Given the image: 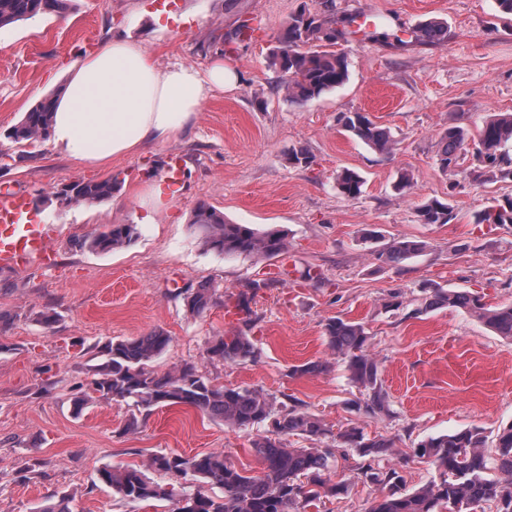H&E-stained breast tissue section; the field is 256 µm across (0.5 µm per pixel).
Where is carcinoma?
Here are the masks:
<instances>
[{"instance_id":"carcinoma-1","label":"carcinoma","mask_w":512,"mask_h":512,"mask_svg":"<svg viewBox=\"0 0 512 512\" xmlns=\"http://www.w3.org/2000/svg\"><path fill=\"white\" fill-rule=\"evenodd\" d=\"M322 5L321 10L304 6L292 15L281 46L272 55L288 99L297 103L320 97L348 76L346 55L333 50L343 31L336 28V19L329 17L333 4L324 0ZM69 6L70 0H0V26L45 13H64ZM413 34L426 43L448 39V29L435 21L423 24ZM52 101L47 97L34 105L8 130L7 138L20 146L47 140ZM339 121L372 150L391 153V135L367 115L344 113ZM437 162L442 172H460L474 182L512 180V113L491 116L475 135L458 125L448 127L440 140ZM336 181L340 193L349 199L362 193L364 181L354 171H342ZM115 189L116 182L111 178L80 181L53 191L52 197L61 205L97 203L112 198ZM417 217L423 224H447L453 219V211L450 205L433 199L418 206ZM474 223L512 224V198L476 213ZM191 224L206 249L218 254L271 258L288 251L281 232L231 223L224 219L223 212L204 202L195 208ZM136 237V225L113 224L109 230L91 233L76 244L109 253L129 245ZM424 249L425 244L419 241H395L377 253V259L396 265ZM276 283L278 280L270 277L254 280L238 294L234 311L240 326L209 343V361L236 363L253 357L249 333L260 317L251 303L260 290ZM423 288L431 293L430 299L413 314L434 306L461 308L497 335L512 340V305L490 308L474 293L431 284ZM181 295L189 312L201 315L217 303L218 288L205 282L185 289ZM324 333L329 348L346 359L352 381L366 391L363 410L370 415L388 412V394L379 377V362L366 350L368 336L364 326L332 318L325 323ZM170 342L171 337L164 332L153 331L138 338L105 343L100 350L105 362L71 398L74 411H82L97 398L130 401L132 410L122 428L124 433L146 424L156 408L179 405L190 406L239 430L265 424L267 434L254 442L260 474H244L221 451L194 456L155 453L148 458L147 468L175 478L189 476L197 483L196 490L190 492L175 483L161 484L137 467H104L98 472L101 483L125 499L171 500L176 503L174 512H307L325 498L349 494L350 483H331L325 477L329 459L335 457L333 449L291 448L284 442L289 435L312 439L327 435L328 429L316 415L295 405H278L275 397L261 389L216 385L191 362L171 372H158L152 363ZM348 448L360 458L353 468L354 479L383 491L374 498L369 512H474L487 502L494 504L495 512H512V426L497 435L492 457L487 454L484 437L476 430L440 435L419 443L414 456L433 463L438 476L409 493L402 491L404 477L400 472L381 464L382 457L391 451V442L370 440L352 427L337 436L336 449L341 456H346ZM207 486L222 489L224 495H209Z\"/></svg>"}]
</instances>
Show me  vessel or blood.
<instances>
[{
	"label": "vessel or blood",
	"instance_id": "1",
	"mask_svg": "<svg viewBox=\"0 0 512 512\" xmlns=\"http://www.w3.org/2000/svg\"><path fill=\"white\" fill-rule=\"evenodd\" d=\"M58 236L56 225L31 222L25 193L9 186L0 188V268L43 258Z\"/></svg>",
	"mask_w": 512,
	"mask_h": 512
}]
</instances>
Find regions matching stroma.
<instances>
[{
  "label": "stroma",
  "instance_id": "stroma-1",
  "mask_svg": "<svg viewBox=\"0 0 512 512\" xmlns=\"http://www.w3.org/2000/svg\"><path fill=\"white\" fill-rule=\"evenodd\" d=\"M308 2L72 0L66 14L0 27V185L27 193L34 223L61 230L50 261L0 271V512H37L51 495L68 496L72 512H172L170 502L122 499L98 480L103 466L143 465L157 452L221 451L236 468L259 474L253 443L263 426L233 430L175 406L156 409L126 434V403L99 399L74 411L70 398L102 364L105 342L158 330L172 342L155 359L157 371L192 362L214 384L260 388L317 415L329 437H288L295 447H328L332 434L353 426L391 440L386 462L409 492L436 474L413 454L421 441L477 429L491 442L512 426V341L461 309H423L421 289L429 281L493 306L512 303V225L473 221L512 196V182L463 179L454 187L436 164L448 126L474 131L492 114L512 113V19L500 18L496 0H334L340 15L374 12L379 34L344 43L346 82L298 105L269 57L289 17ZM427 20L447 26L446 42L412 39ZM243 23L248 34L235 37ZM117 31L142 43L160 68L203 72L220 60L235 71V84L209 92L186 133L104 166L79 163L48 141L21 147L7 139ZM396 31L401 40H393ZM344 112L386 128L393 153L347 132L338 122ZM294 148L313 156L311 167L289 164ZM173 154L182 158V183L163 210L149 212L141 192L163 181ZM344 169L364 180L357 199L337 188ZM403 172L413 186L400 194L394 184ZM109 177L118 188L107 201L49 199L62 185ZM431 199L448 203L454 219L421 223L416 209ZM202 202L230 222L287 235L291 273L255 297V353L241 363L210 362L206 348L229 328L224 301L265 278L273 261L206 250L190 224ZM113 224L136 225V239L107 254L77 247ZM404 239L425 242L424 252L398 265L377 260L378 250ZM310 267L321 272L320 284L302 279ZM204 281L223 301L190 315L177 291ZM394 293L401 307L389 306ZM47 315L52 324H44ZM336 317L363 324L389 413L358 410L361 392L324 337ZM312 362L323 370L298 373Z\"/></svg>",
  "mask_w": 512,
  "mask_h": 512
}]
</instances>
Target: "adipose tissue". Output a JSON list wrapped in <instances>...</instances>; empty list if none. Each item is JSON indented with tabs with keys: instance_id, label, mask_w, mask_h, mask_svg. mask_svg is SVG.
Here are the masks:
<instances>
[{
	"instance_id": "1",
	"label": "adipose tissue",
	"mask_w": 512,
	"mask_h": 512,
	"mask_svg": "<svg viewBox=\"0 0 512 512\" xmlns=\"http://www.w3.org/2000/svg\"><path fill=\"white\" fill-rule=\"evenodd\" d=\"M223 64L207 73L160 69L142 45L115 36L71 69L53 114V146L76 161L101 166L177 137L193 123L212 89L231 87Z\"/></svg>"
}]
</instances>
